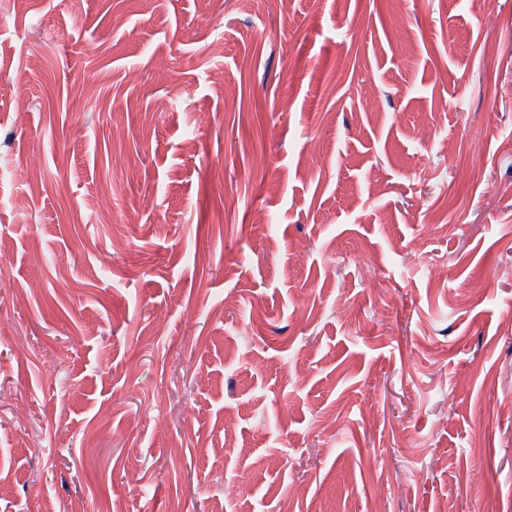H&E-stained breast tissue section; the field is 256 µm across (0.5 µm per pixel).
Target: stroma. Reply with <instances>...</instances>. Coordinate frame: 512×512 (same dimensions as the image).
<instances>
[{
    "mask_svg": "<svg viewBox=\"0 0 512 512\" xmlns=\"http://www.w3.org/2000/svg\"><path fill=\"white\" fill-rule=\"evenodd\" d=\"M49 502L512 512V0H0V512Z\"/></svg>",
    "mask_w": 512,
    "mask_h": 512,
    "instance_id": "stroma-1",
    "label": "stroma"
}]
</instances>
